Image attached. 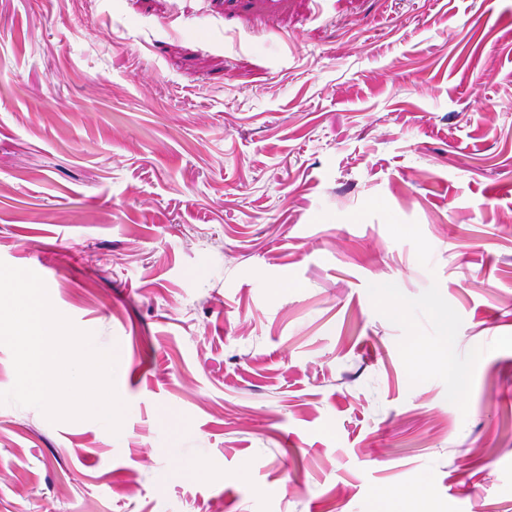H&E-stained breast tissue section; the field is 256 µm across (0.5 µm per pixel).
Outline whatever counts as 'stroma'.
I'll return each instance as SVG.
<instances>
[{"label": "stroma", "instance_id": "35a3bbf8", "mask_svg": "<svg viewBox=\"0 0 512 512\" xmlns=\"http://www.w3.org/2000/svg\"><path fill=\"white\" fill-rule=\"evenodd\" d=\"M0 260L126 405L0 512H512V0H0Z\"/></svg>", "mask_w": 512, "mask_h": 512}]
</instances>
